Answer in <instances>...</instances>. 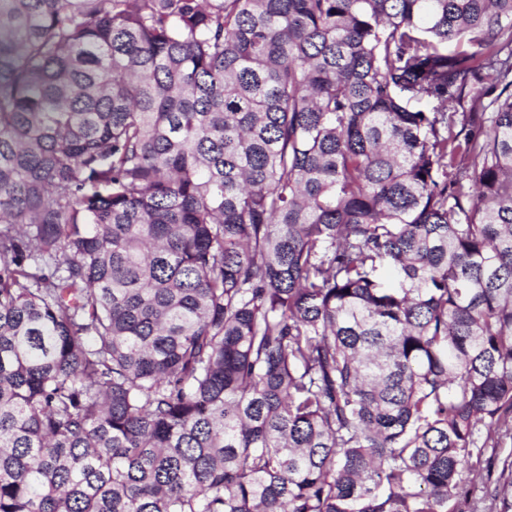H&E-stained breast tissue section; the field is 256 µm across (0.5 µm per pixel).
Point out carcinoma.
Segmentation results:
<instances>
[{
	"mask_svg": "<svg viewBox=\"0 0 512 512\" xmlns=\"http://www.w3.org/2000/svg\"><path fill=\"white\" fill-rule=\"evenodd\" d=\"M510 422L512 0H0V512H453Z\"/></svg>",
	"mask_w": 512,
	"mask_h": 512,
	"instance_id": "obj_1",
	"label": "carcinoma"
}]
</instances>
